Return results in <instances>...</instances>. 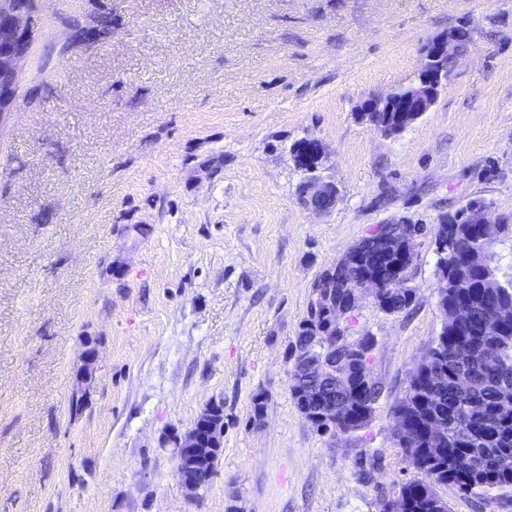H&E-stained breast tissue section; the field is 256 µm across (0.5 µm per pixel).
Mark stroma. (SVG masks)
I'll list each match as a JSON object with an SVG mask.
<instances>
[{"mask_svg": "<svg viewBox=\"0 0 512 512\" xmlns=\"http://www.w3.org/2000/svg\"><path fill=\"white\" fill-rule=\"evenodd\" d=\"M33 3L0 123V512H382L419 477L391 409L443 323L432 236L413 311L365 297L347 322L382 388L366 427L305 420L287 349L315 279L376 225L474 202L512 218V0ZM463 23L473 45L428 112L394 136L359 117ZM306 136L338 189L323 215L298 195ZM219 401L223 451L192 495L172 441Z\"/></svg>", "mask_w": 512, "mask_h": 512, "instance_id": "1", "label": "stroma"}]
</instances>
